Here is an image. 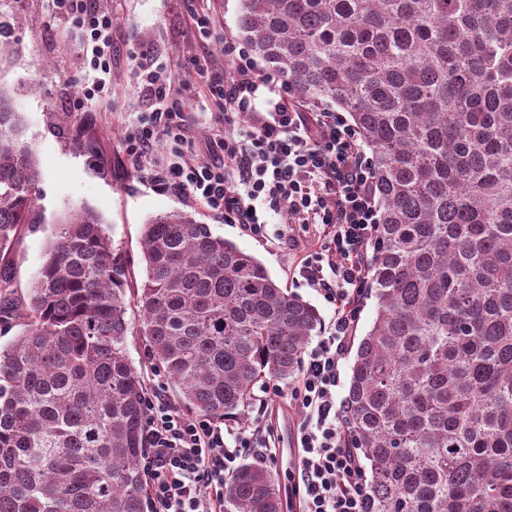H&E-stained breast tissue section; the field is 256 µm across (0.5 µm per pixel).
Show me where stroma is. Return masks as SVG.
<instances>
[{
  "label": "stroma",
  "instance_id": "stroma-1",
  "mask_svg": "<svg viewBox=\"0 0 512 512\" xmlns=\"http://www.w3.org/2000/svg\"><path fill=\"white\" fill-rule=\"evenodd\" d=\"M109 4L114 20L112 84L92 111L77 112L73 102L83 84L77 32L63 18L49 16L44 0H0V89L8 92L22 113L25 139L41 168L42 220L36 230L22 232L15 245L21 288L33 282L61 219L72 208L82 207L101 217L113 249L133 260L132 272L139 280L145 276L140 261L144 224L161 214L187 211L209 224L214 235L255 255L273 279L310 302L323 324H330L332 306L314 288L294 279L287 244L256 240L205 205L182 194L157 190L136 170L123 148L126 130L150 104L135 83L134 63L126 54L131 45L166 65L174 88H191L186 111L199 148H206L216 134L207 100L197 88V76L189 63L193 47L186 23L196 7L194 0H109ZM239 5V0L207 2L216 22L210 45L216 66L224 64L225 40L239 37ZM125 353L142 372L147 388L175 400L171 384L150 360L143 336L130 334ZM260 416L272 425L278 448L276 459L264 467L280 491L288 492V473L297 463L294 433L300 414L289 411L282 401L268 406L262 415L249 405L231 423L250 425Z\"/></svg>",
  "mask_w": 512,
  "mask_h": 512
}]
</instances>
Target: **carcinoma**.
Wrapping results in <instances>:
<instances>
[{
	"mask_svg": "<svg viewBox=\"0 0 512 512\" xmlns=\"http://www.w3.org/2000/svg\"><path fill=\"white\" fill-rule=\"evenodd\" d=\"M237 30L371 154L375 316L350 364L348 446L370 512H512V0H240ZM0 90V512H146L150 357L189 412L228 418L298 371L321 316L263 263L177 211L143 225L145 279L97 214L58 225L26 293L12 253L41 171ZM240 466L224 512H282Z\"/></svg>",
	"mask_w": 512,
	"mask_h": 512,
	"instance_id": "obj_1",
	"label": "carcinoma"
}]
</instances>
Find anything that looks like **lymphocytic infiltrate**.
<instances>
[{
  "mask_svg": "<svg viewBox=\"0 0 512 512\" xmlns=\"http://www.w3.org/2000/svg\"><path fill=\"white\" fill-rule=\"evenodd\" d=\"M46 2L51 15L64 17L83 35L84 86L73 107L90 111L110 81L112 12L101 0ZM190 25L197 47L191 63L219 134L207 155H199L184 99L173 92L166 66L140 53L136 83L152 105L125 135V150L158 189L187 194L252 237L265 238L271 224L316 225L299 244L292 270L321 292L335 317L305 351L291 391L265 385L259 408L267 410L286 393L303 413L290 486L300 512H369V489L346 444L348 405L338 388L357 300L368 286L377 211L371 162L340 113L313 112L292 101L278 78L257 67L246 46L225 41L224 67L215 69L207 10L193 12ZM161 140L167 149L159 153L155 145ZM146 407L144 470L155 512H224V477L237 459L276 457L269 425L226 429L153 391L146 394Z\"/></svg>",
  "mask_w": 512,
  "mask_h": 512,
  "instance_id": "1",
  "label": "lymphocytic infiltrate"
}]
</instances>
